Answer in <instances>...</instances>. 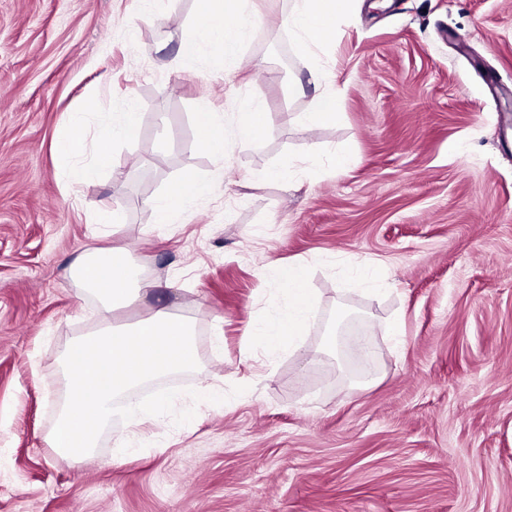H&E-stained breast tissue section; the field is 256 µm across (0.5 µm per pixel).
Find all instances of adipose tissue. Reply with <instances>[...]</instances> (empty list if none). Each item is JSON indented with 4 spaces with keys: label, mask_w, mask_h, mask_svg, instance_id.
Instances as JSON below:
<instances>
[{
    "label": "adipose tissue",
    "mask_w": 512,
    "mask_h": 512,
    "mask_svg": "<svg viewBox=\"0 0 512 512\" xmlns=\"http://www.w3.org/2000/svg\"><path fill=\"white\" fill-rule=\"evenodd\" d=\"M353 2L298 0L287 24L299 51L310 53L318 37L327 33L336 16L349 11ZM245 9V0H196L197 33L183 43V56L215 50L225 60L234 59L248 23ZM138 127L139 115L135 112L124 113L119 122L106 126L94 144L97 167H107L114 142L134 138ZM86 139L84 115L74 113L56 143L57 154L73 184L88 176L87 169L78 162ZM211 191L208 180L185 174L154 202L157 224L169 223L174 212ZM69 272L82 293L97 299L103 320L101 326L70 342L63 354L65 402L46 438L55 453L77 460L96 447L100 432L111 424L118 397L162 374L190 369L196 353L193 326L176 304L154 305L149 316L130 324L113 322V312L140 306L160 287L159 281L144 277L119 248H90L76 257ZM269 275L286 282L289 295L288 307L280 316L254 328L255 335L273 352L293 346L296 336L302 335L316 299L301 268L275 267Z\"/></svg>",
    "instance_id": "obj_1"
}]
</instances>
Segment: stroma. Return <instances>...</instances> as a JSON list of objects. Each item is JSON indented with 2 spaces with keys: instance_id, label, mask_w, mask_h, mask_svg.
Returning <instances> with one entry per match:
<instances>
[{
  "instance_id": "1",
  "label": "stroma",
  "mask_w": 512,
  "mask_h": 512,
  "mask_svg": "<svg viewBox=\"0 0 512 512\" xmlns=\"http://www.w3.org/2000/svg\"><path fill=\"white\" fill-rule=\"evenodd\" d=\"M294 5L250 0L228 62L181 54L193 0H0V512H512V0H359L307 56ZM332 89L335 123L300 122ZM204 102L260 104L266 128L216 162ZM82 111L92 139L124 112L140 129L71 186L54 143ZM188 172L211 195L155 228ZM102 212L154 303L178 296L196 364L136 388L178 397L76 463L45 438L96 319L68 266ZM370 263L382 289L358 282ZM288 264L318 300L301 355L252 335ZM339 326L374 337L370 375L326 348Z\"/></svg>"
}]
</instances>
